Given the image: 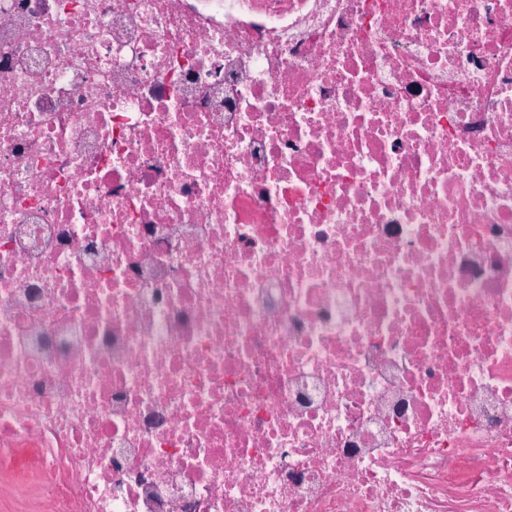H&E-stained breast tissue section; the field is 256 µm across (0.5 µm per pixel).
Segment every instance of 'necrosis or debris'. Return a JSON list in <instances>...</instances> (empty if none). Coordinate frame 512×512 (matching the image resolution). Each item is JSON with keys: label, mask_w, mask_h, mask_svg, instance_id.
<instances>
[{"label": "necrosis or debris", "mask_w": 512, "mask_h": 512, "mask_svg": "<svg viewBox=\"0 0 512 512\" xmlns=\"http://www.w3.org/2000/svg\"><path fill=\"white\" fill-rule=\"evenodd\" d=\"M0 512H512V0H0Z\"/></svg>", "instance_id": "obj_1"}]
</instances>
